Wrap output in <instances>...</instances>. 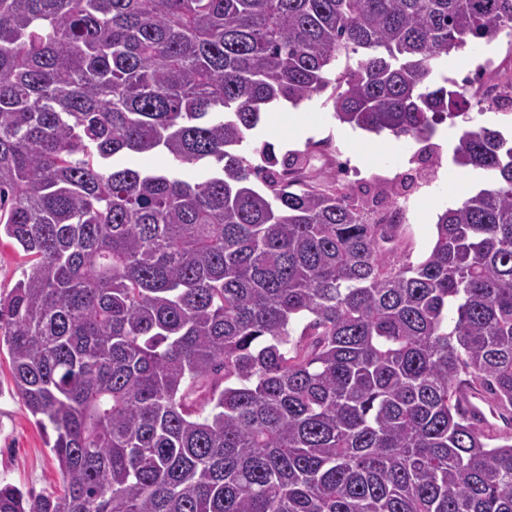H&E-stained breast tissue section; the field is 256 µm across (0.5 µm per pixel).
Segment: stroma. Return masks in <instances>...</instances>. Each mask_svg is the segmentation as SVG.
<instances>
[{
    "label": "stroma",
    "instance_id": "1",
    "mask_svg": "<svg viewBox=\"0 0 512 512\" xmlns=\"http://www.w3.org/2000/svg\"><path fill=\"white\" fill-rule=\"evenodd\" d=\"M494 55L497 69L486 71L485 84H502L512 74V37L500 33L494 39L472 40L457 52L442 58L432 79L458 82L487 55ZM473 106L467 118L446 120L435 135L418 142L393 138L389 132L369 133L340 123L333 116L330 91L314 95L300 105L313 133L304 139L282 140L269 118H262L242 146L251 153L268 142L277 155L307 150L316 142L327 141L336 156L328 161L311 155L316 171H338L353 197L369 213L375 214L393 200H408L407 219L401 226L399 257L406 263L422 260L435 238V224L450 204L476 194L487 186L483 170L461 168L451 161V148L467 125H485L512 138V111H499L483 102L482 86L468 89ZM9 357L0 352V482L11 483L34 493L60 492L62 480L45 437L34 423L21 399L13 392Z\"/></svg>",
    "mask_w": 512,
    "mask_h": 512
}]
</instances>
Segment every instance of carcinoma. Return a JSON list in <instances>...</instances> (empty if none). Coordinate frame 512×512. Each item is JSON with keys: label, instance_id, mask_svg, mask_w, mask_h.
<instances>
[{"label": "carcinoma", "instance_id": "1", "mask_svg": "<svg viewBox=\"0 0 512 512\" xmlns=\"http://www.w3.org/2000/svg\"><path fill=\"white\" fill-rule=\"evenodd\" d=\"M506 28L512 0H0V345L63 485L0 512H512V435L460 398L512 420V141L462 132L490 183L416 264L301 154L237 150L333 84L340 122L428 141L471 105L437 62ZM12 246H0V294L7 295L22 278L25 259Z\"/></svg>", "mask_w": 512, "mask_h": 512}]
</instances>
